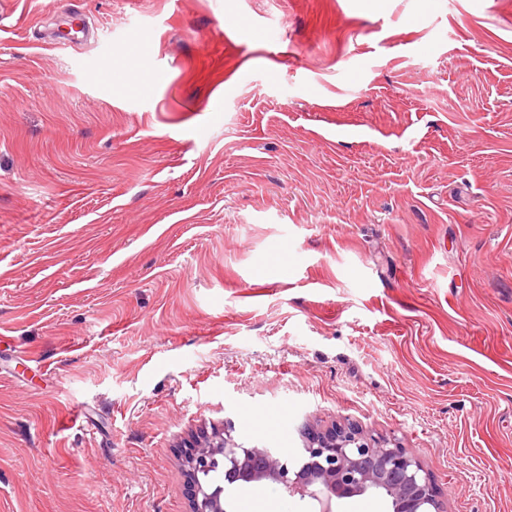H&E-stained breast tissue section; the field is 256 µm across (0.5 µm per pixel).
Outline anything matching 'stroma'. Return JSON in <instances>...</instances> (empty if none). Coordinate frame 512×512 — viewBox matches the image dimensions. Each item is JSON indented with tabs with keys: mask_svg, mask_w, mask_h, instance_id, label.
<instances>
[{
	"mask_svg": "<svg viewBox=\"0 0 512 512\" xmlns=\"http://www.w3.org/2000/svg\"><path fill=\"white\" fill-rule=\"evenodd\" d=\"M228 418L512 512V0H0V512H190Z\"/></svg>",
	"mask_w": 512,
	"mask_h": 512,
	"instance_id": "stroma-1",
	"label": "stroma"
}]
</instances>
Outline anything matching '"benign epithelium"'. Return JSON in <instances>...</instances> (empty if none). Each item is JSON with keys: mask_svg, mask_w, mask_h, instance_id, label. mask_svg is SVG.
Listing matches in <instances>:
<instances>
[{"mask_svg": "<svg viewBox=\"0 0 512 512\" xmlns=\"http://www.w3.org/2000/svg\"><path fill=\"white\" fill-rule=\"evenodd\" d=\"M234 432V422L226 419L222 428L195 442L186 460L191 512H226L222 489L207 484L220 468L229 484L272 481L290 496L313 501L317 512H335L336 501L367 493L387 498L391 512H447L435 479L417 457L357 425L303 426V459L297 465L282 462L274 448L244 446Z\"/></svg>", "mask_w": 512, "mask_h": 512, "instance_id": "benign-epithelium-1", "label": "benign epithelium"}]
</instances>
